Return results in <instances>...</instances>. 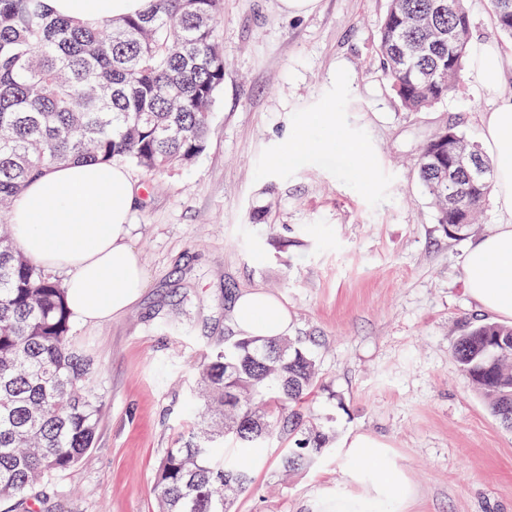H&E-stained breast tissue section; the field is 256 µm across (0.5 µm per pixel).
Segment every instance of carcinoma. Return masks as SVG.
<instances>
[{"mask_svg": "<svg viewBox=\"0 0 512 512\" xmlns=\"http://www.w3.org/2000/svg\"><path fill=\"white\" fill-rule=\"evenodd\" d=\"M512 39V0H490ZM222 0H150L142 14L85 26L51 14L44 0H0V206L61 162L128 160L151 172L190 165L204 150L224 84L216 37ZM471 23L464 0H387L378 31L382 72L406 112H429L466 76ZM477 156L483 176L452 164L444 138ZM437 223L451 235L479 224L494 166L454 125L423 145L415 163ZM65 288L0 235V505L37 512L55 480L94 444L96 372L72 341ZM453 355L499 424L512 429V324L465 322ZM202 421L167 448L155 481L159 512H232L251 472L235 453L273 439L285 470L312 465L329 426L307 423L319 384L306 337H229L195 367Z\"/></svg>", "mask_w": 512, "mask_h": 512, "instance_id": "cac0c4a2", "label": "carcinoma"}]
</instances>
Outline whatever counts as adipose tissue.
<instances>
[{"mask_svg": "<svg viewBox=\"0 0 512 512\" xmlns=\"http://www.w3.org/2000/svg\"><path fill=\"white\" fill-rule=\"evenodd\" d=\"M49 11L83 23L135 15L148 0H45ZM471 70L495 100L483 121V136L495 158L493 192L512 216V94H504V58L496 45L475 42ZM140 186L114 162L62 163L30 180L17 199L13 236L42 267L66 274L71 312L99 324L135 304L146 286L139 254L131 243V213ZM467 291L485 312L512 318V223L500 224L474 241L464 260ZM230 316L243 336L283 337L290 329L284 304L262 290L241 293ZM359 493H326L312 512H400L408 493L405 478L386 446L354 437L342 456Z\"/></svg>", "mask_w": 512, "mask_h": 512, "instance_id": "ef3b65f1", "label": "adipose tissue"}]
</instances>
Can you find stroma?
Here are the masks:
<instances>
[{"mask_svg":"<svg viewBox=\"0 0 512 512\" xmlns=\"http://www.w3.org/2000/svg\"><path fill=\"white\" fill-rule=\"evenodd\" d=\"M465 5L473 40L511 56L487 0ZM385 7L319 0L291 18L278 0H224V86L205 150L182 169L126 166L142 187L132 240L147 288L107 322L72 324L97 366L102 420L40 512H155L158 463L190 418L189 366L233 335L229 306L250 288L284 303L293 335L313 337L322 386L306 414H333L335 434L313 467L289 474L285 441L271 442L236 512H308L323 493L351 491L338 457L356 434L384 441L406 473L405 512H512V431L452 354L480 312L464 282L470 241L437 224L413 169L448 123L482 142L492 103L470 75L434 110L404 111L377 54ZM301 128L332 145L285 160Z\"/></svg>","mask_w":512,"mask_h":512,"instance_id":"stroma-1","label":"stroma"}]
</instances>
